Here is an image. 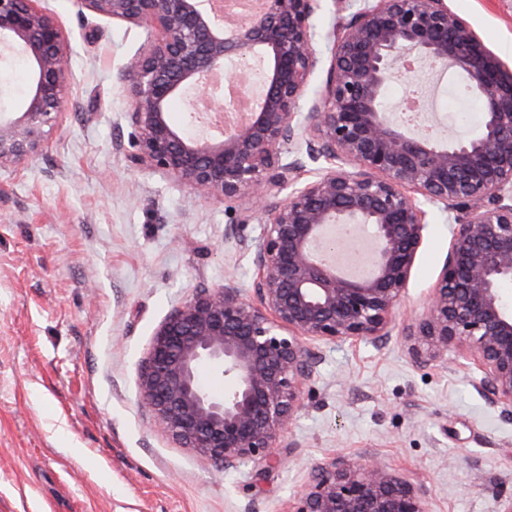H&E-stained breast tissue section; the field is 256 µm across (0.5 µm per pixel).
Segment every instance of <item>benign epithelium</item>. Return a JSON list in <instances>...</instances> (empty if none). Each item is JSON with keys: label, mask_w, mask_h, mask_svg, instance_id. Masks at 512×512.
<instances>
[{"label": "benign epithelium", "mask_w": 512, "mask_h": 512, "mask_svg": "<svg viewBox=\"0 0 512 512\" xmlns=\"http://www.w3.org/2000/svg\"><path fill=\"white\" fill-rule=\"evenodd\" d=\"M319 0H263L227 24L211 0H74L78 11L158 37L120 74L134 129L129 161L159 170L201 199L249 191L264 221L256 237L224 228L252 256L251 295L232 281L173 307L138 374L145 413L178 448L226 469L266 464L304 410L320 362L310 342L390 336L422 244L425 207L453 218V247L423 313L409 328L417 363L448 347L483 373L478 389L512 415V70L447 0H372L340 19L321 100L302 111L320 63L311 19ZM69 33L41 0H0V64H32L22 110H0V167L50 147L71 81ZM460 69L480 102L478 136L447 140L384 112L392 81L415 82L411 62ZM241 74L257 110L213 137L173 127L170 101L212 93L210 75ZM317 165L309 180L306 162ZM288 190L273 202L266 187ZM210 363L231 380L222 397L200 383ZM286 512H426L421 493L374 458L312 472Z\"/></svg>", "instance_id": "7a95c632"}]
</instances>
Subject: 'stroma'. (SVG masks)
<instances>
[{
    "label": "stroma",
    "mask_w": 512,
    "mask_h": 512,
    "mask_svg": "<svg viewBox=\"0 0 512 512\" xmlns=\"http://www.w3.org/2000/svg\"><path fill=\"white\" fill-rule=\"evenodd\" d=\"M72 34L73 85L50 147L0 168V512H285L313 469L374 456L419 490L427 512H502L512 500V417L449 350L422 366L408 332L452 247L429 208L407 295L375 346L315 343L321 357L276 461L222 470L172 442L140 407L138 371L170 310L231 280L249 291V253L225 241L251 198H195L133 166L119 73L154 29L47 0ZM512 67V0H448ZM13 55L0 109L27 97ZM449 70L429 118L444 137L477 136V100L459 102Z\"/></svg>",
    "instance_id": "obj_1"
}]
</instances>
